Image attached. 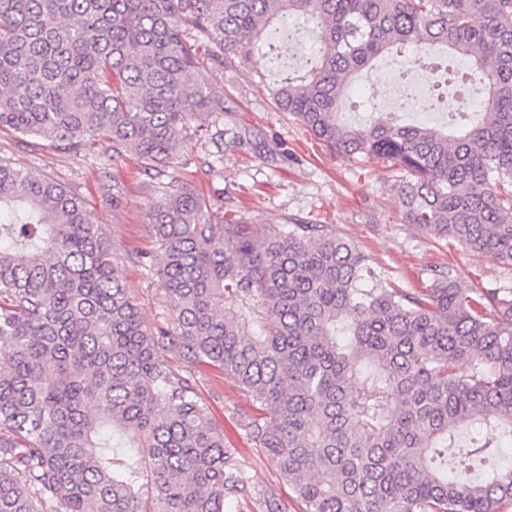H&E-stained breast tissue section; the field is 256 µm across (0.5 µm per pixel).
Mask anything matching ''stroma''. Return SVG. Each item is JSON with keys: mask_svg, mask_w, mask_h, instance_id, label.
Here are the masks:
<instances>
[{"mask_svg": "<svg viewBox=\"0 0 512 512\" xmlns=\"http://www.w3.org/2000/svg\"><path fill=\"white\" fill-rule=\"evenodd\" d=\"M403 65V57L389 54L364 70L340 106L342 119L361 121L373 107L368 87L381 75L398 76ZM278 70L275 59L256 53L246 70L214 64L208 71L210 92L224 99L219 125L225 135L243 127L254 130L276 143V162L232 147L220 155L206 138L192 136L180 146L178 166L166 169L165 177L183 179L209 201L217 216L264 225L296 219L334 225L407 290L426 287L431 269L448 266L464 280L512 288V268L470 256L457 246L448 247L405 223L397 168L337 155L278 112L271 94ZM0 159L60 183L83 198L89 221L108 234L114 263L144 324L175 329V316L155 275L160 256L148 216L158 182L141 173L133 156L115 158L101 149L72 153L0 130ZM160 357L194 379L215 424L224 432L227 447L239 453L254 492L274 491L286 512H303L291 486L247 436L242 422L256 415L257 409L236 380L206 364L186 365L170 351L161 352Z\"/></svg>", "mask_w": 512, "mask_h": 512, "instance_id": "1", "label": "stroma"}]
</instances>
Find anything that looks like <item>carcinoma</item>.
I'll return each instance as SVG.
<instances>
[{"mask_svg": "<svg viewBox=\"0 0 512 512\" xmlns=\"http://www.w3.org/2000/svg\"><path fill=\"white\" fill-rule=\"evenodd\" d=\"M214 61L280 60L278 111L334 152L403 171L406 223L512 268V0H0V128L100 142L159 175L224 114ZM394 52L463 58L442 126L341 99ZM234 146L274 151L249 129ZM175 332L141 320L106 233L64 186L0 162V512H224L253 499L192 380L232 376L244 428L306 512H500L512 468V289L432 270L409 291L331 224L211 218L181 179L150 206Z\"/></svg>", "mask_w": 512, "mask_h": 512, "instance_id": "carcinoma-1", "label": "carcinoma"}]
</instances>
